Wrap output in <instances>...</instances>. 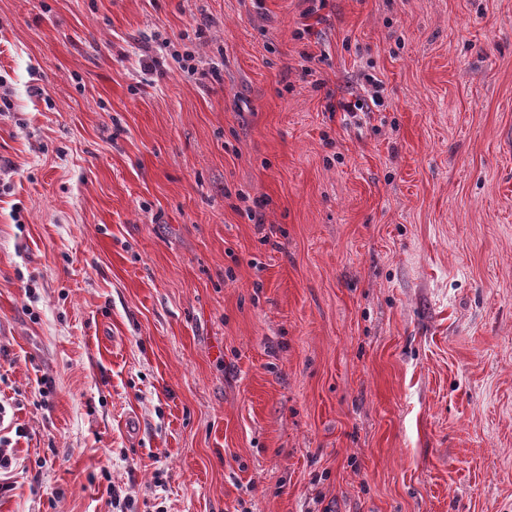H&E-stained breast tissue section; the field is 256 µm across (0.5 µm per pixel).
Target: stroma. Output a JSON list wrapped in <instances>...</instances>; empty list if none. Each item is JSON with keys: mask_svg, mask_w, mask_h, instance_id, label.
<instances>
[{"mask_svg": "<svg viewBox=\"0 0 512 512\" xmlns=\"http://www.w3.org/2000/svg\"><path fill=\"white\" fill-rule=\"evenodd\" d=\"M0 455V512H512V0H0Z\"/></svg>", "mask_w": 512, "mask_h": 512, "instance_id": "1", "label": "stroma"}]
</instances>
